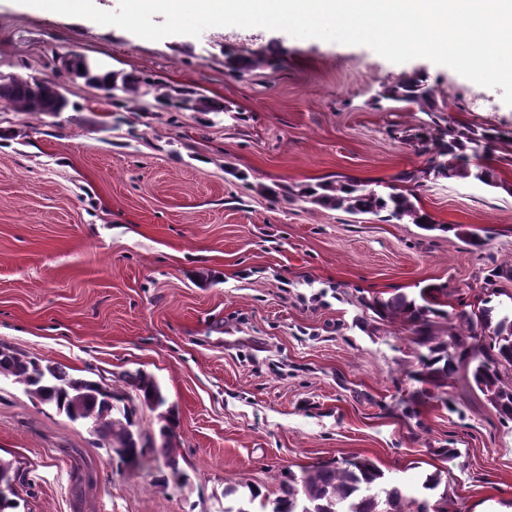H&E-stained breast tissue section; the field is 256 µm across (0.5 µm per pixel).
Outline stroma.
<instances>
[{
    "label": "stroma",
    "instance_id": "35a3bbf8",
    "mask_svg": "<svg viewBox=\"0 0 512 512\" xmlns=\"http://www.w3.org/2000/svg\"><path fill=\"white\" fill-rule=\"evenodd\" d=\"M275 54L236 77L227 55ZM80 55L230 104L224 114L147 112L116 125L112 99L62 65ZM426 76L454 121L512 131L501 89L419 58L264 28L213 27L148 41L0 0V73L61 84L50 117L0 103V344L123 387L144 372L178 418L187 483L119 468L88 424L0 381V461L19 512H224V492L274 497L282 471L359 456L387 481L448 484L450 512H512V423L474 386L421 396L414 346L373 330L361 298L448 290L455 314L512 266V194L476 182L420 188L454 233L257 193L423 167L403 130L426 121L379 99ZM247 181L232 177L230 168Z\"/></svg>",
    "mask_w": 512,
    "mask_h": 512
}]
</instances>
